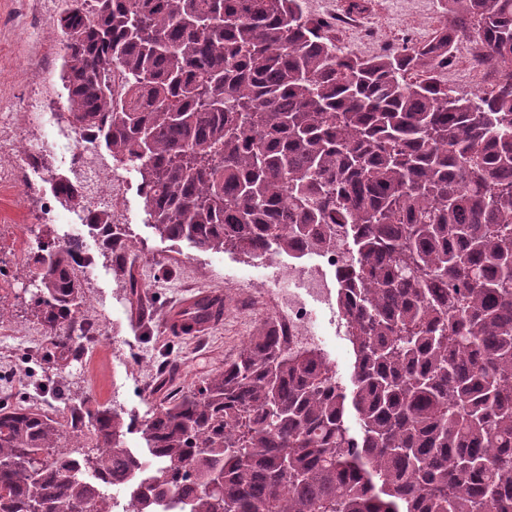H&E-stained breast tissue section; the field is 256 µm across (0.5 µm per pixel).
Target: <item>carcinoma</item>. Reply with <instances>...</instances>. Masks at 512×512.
<instances>
[{"label":"carcinoma","instance_id":"obj_1","mask_svg":"<svg viewBox=\"0 0 512 512\" xmlns=\"http://www.w3.org/2000/svg\"><path fill=\"white\" fill-rule=\"evenodd\" d=\"M61 2L72 122L136 167L161 238L259 258L344 233L353 388L268 320L200 386L161 376L149 462L87 396L60 419L0 402V512H113L118 485L126 512H512V71L471 97L436 77L461 36L512 66V0H447L429 41L371 58L301 0ZM78 246L38 241L32 297L76 353Z\"/></svg>","mask_w":512,"mask_h":512}]
</instances>
